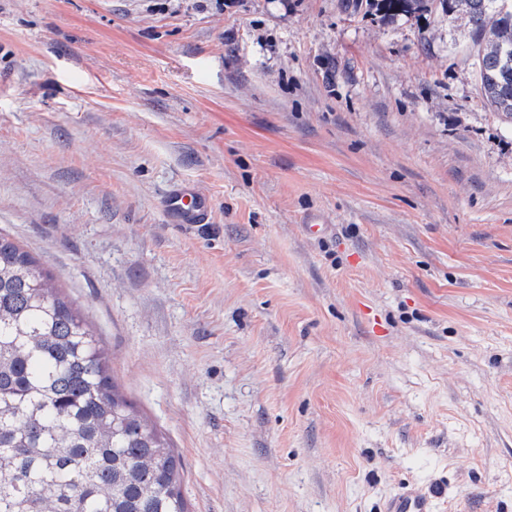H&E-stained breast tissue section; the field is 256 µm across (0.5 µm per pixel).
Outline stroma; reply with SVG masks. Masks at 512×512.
Segmentation results:
<instances>
[{
  "instance_id": "35a3bbf8",
  "label": "stroma",
  "mask_w": 512,
  "mask_h": 512,
  "mask_svg": "<svg viewBox=\"0 0 512 512\" xmlns=\"http://www.w3.org/2000/svg\"><path fill=\"white\" fill-rule=\"evenodd\" d=\"M0 232L190 512H512V124L439 8L0 0ZM164 205L175 224H204L209 213L207 197L192 184H181L169 191ZM384 512H432V495L401 491L387 500Z\"/></svg>"
}]
</instances>
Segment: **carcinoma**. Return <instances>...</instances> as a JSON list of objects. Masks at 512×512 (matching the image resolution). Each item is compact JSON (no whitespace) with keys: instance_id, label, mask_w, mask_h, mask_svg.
Masks as SVG:
<instances>
[{"instance_id":"cac0c4a2","label":"carcinoma","mask_w":512,"mask_h":512,"mask_svg":"<svg viewBox=\"0 0 512 512\" xmlns=\"http://www.w3.org/2000/svg\"><path fill=\"white\" fill-rule=\"evenodd\" d=\"M384 16L432 0H373ZM479 45L481 91L512 123V0H438ZM0 512H187L165 435L117 391L91 324L0 234Z\"/></svg>"}]
</instances>
